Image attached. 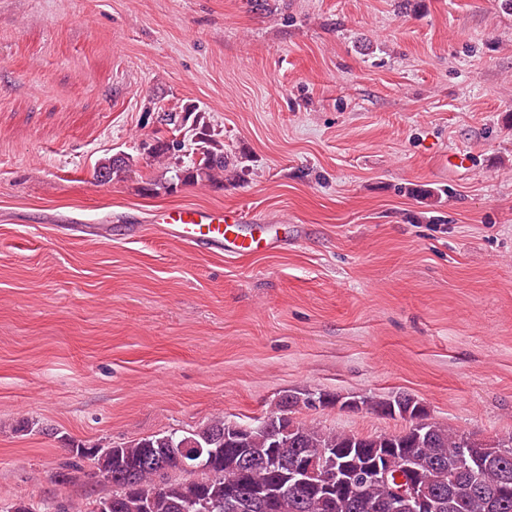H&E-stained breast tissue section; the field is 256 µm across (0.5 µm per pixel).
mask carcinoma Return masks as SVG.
Wrapping results in <instances>:
<instances>
[{
	"label": "carcinoma",
	"mask_w": 512,
	"mask_h": 512,
	"mask_svg": "<svg viewBox=\"0 0 512 512\" xmlns=\"http://www.w3.org/2000/svg\"><path fill=\"white\" fill-rule=\"evenodd\" d=\"M167 116V128L154 130L140 149L151 162L175 165L173 175L164 182L149 180L143 190L171 192L187 183L222 189L224 178L237 176L238 161L224 152L220 134L205 127L188 140L182 130L189 113L170 110ZM132 167L129 156L104 158L98 164L117 181ZM336 398L334 393L288 391L265 415L269 426L242 436L224 434L229 422L215 416L189 431H166L115 447L73 443L72 456L90 461L93 473L109 487L108 493L90 502L88 512H98L107 500L112 501V512H390L388 481L361 477L373 448L395 449L389 481L395 480L402 457L410 458L411 471L436 502L435 512H512V433L496 438L498 447L490 448L469 433L431 421L425 406L405 392L362 395L355 401L358 410L391 419L410 411L423 425L417 433L404 427L392 434L363 436L291 418L299 407L333 408ZM183 448L203 449L211 464L202 470L187 469ZM463 458L476 468L462 469ZM311 459H323L333 469H351L355 486L329 496L320 481L312 480L295 494L283 492L295 468ZM0 512L70 509L45 498L1 502Z\"/></svg>",
	"instance_id": "obj_1"
}]
</instances>
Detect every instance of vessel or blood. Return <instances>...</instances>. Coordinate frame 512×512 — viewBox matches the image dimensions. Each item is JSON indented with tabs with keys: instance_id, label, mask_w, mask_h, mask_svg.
I'll list each match as a JSON object with an SVG mask.
<instances>
[{
	"instance_id": "b4317fda",
	"label": "vessel or blood",
	"mask_w": 512,
	"mask_h": 512,
	"mask_svg": "<svg viewBox=\"0 0 512 512\" xmlns=\"http://www.w3.org/2000/svg\"><path fill=\"white\" fill-rule=\"evenodd\" d=\"M244 222V216L236 211L180 205L165 210L160 230L175 244L206 247L227 256L265 254L288 240L287 233L273 232L265 226L255 233L243 234L240 226Z\"/></svg>"
}]
</instances>
